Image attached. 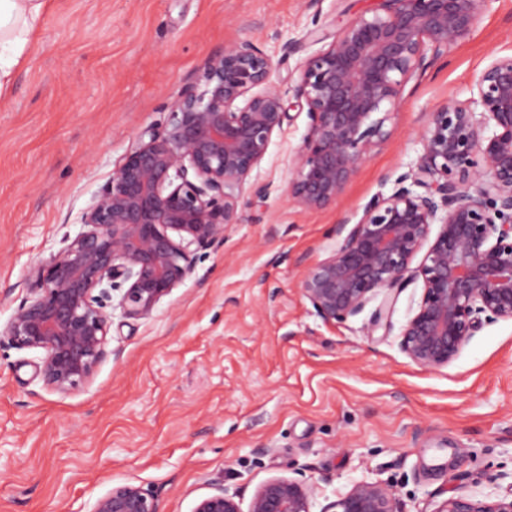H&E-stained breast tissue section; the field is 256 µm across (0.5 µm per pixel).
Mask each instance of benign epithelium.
Wrapping results in <instances>:
<instances>
[{
    "label": "benign epithelium",
    "instance_id": "benign-epithelium-1",
    "mask_svg": "<svg viewBox=\"0 0 512 512\" xmlns=\"http://www.w3.org/2000/svg\"><path fill=\"white\" fill-rule=\"evenodd\" d=\"M482 2L373 0L369 13L304 58L288 95L309 125L288 194L310 211L335 204L387 137L404 81L471 33ZM273 67L249 40L211 57L200 79L176 94L165 123L140 130L82 213L84 230L38 265L0 335L42 352L46 387L66 393L85 385L108 357L112 292H120L125 318L150 315L191 276L196 252L238 223L241 188L287 115ZM395 184L356 223L345 217L336 225V249L308 264L299 288L325 323L356 317L381 295L370 323L387 328L397 294L422 280L399 348L437 369L482 323L512 320V55L481 72L467 101L450 97L430 114L421 154ZM314 498V485L273 477L248 512H312ZM89 512L160 509L150 490L125 484L97 497ZM192 512L242 510L237 493L218 485ZM321 512L403 510L390 486L359 481ZM437 512H512V493L458 491Z\"/></svg>",
    "mask_w": 512,
    "mask_h": 512
}]
</instances>
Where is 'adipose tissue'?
<instances>
[{"instance_id": "ef3b65f1", "label": "adipose tissue", "mask_w": 512, "mask_h": 512, "mask_svg": "<svg viewBox=\"0 0 512 512\" xmlns=\"http://www.w3.org/2000/svg\"><path fill=\"white\" fill-rule=\"evenodd\" d=\"M49 0H0V97L8 94Z\"/></svg>"}]
</instances>
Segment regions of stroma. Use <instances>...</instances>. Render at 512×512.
<instances>
[{
    "label": "stroma",
    "instance_id": "stroma-1",
    "mask_svg": "<svg viewBox=\"0 0 512 512\" xmlns=\"http://www.w3.org/2000/svg\"><path fill=\"white\" fill-rule=\"evenodd\" d=\"M371 0H51L26 61L0 98V327L27 295L32 269L83 231L82 212L178 91L216 51L246 39L272 56L287 91L310 29L333 36ZM303 40L300 52L283 45ZM512 53V0H484L472 32L403 86L386 127L335 205L308 212L288 196L307 132L290 110L224 242L152 314L113 310L109 357L92 381L59 393L40 351L0 345V512H89L124 484L161 512H192L213 481L248 507L272 477L316 486L314 512L359 480L390 485L405 512H437L455 485L512 492V321L484 323L447 367L401 352L422 294L398 296L390 328L369 313L323 322L301 295L308 263L337 246L421 150L431 112L467 100L480 72ZM469 458L448 478L449 446Z\"/></svg>",
    "mask_w": 512,
    "mask_h": 512
}]
</instances>
